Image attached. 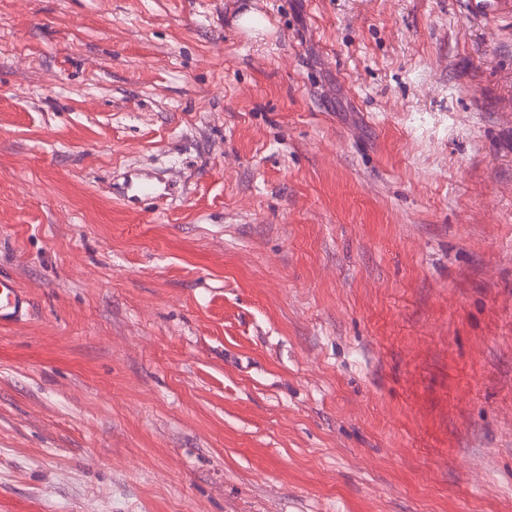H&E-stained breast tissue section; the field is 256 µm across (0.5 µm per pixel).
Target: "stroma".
Here are the masks:
<instances>
[{
    "instance_id": "1",
    "label": "stroma",
    "mask_w": 512,
    "mask_h": 512,
    "mask_svg": "<svg viewBox=\"0 0 512 512\" xmlns=\"http://www.w3.org/2000/svg\"><path fill=\"white\" fill-rule=\"evenodd\" d=\"M0 272V512H512V11L0 0ZM170 185L161 181L153 173L131 171L126 175L120 196L128 206L141 208L149 199L162 198L170 194ZM30 307V299L15 280L0 274V326L14 324Z\"/></svg>"
}]
</instances>
